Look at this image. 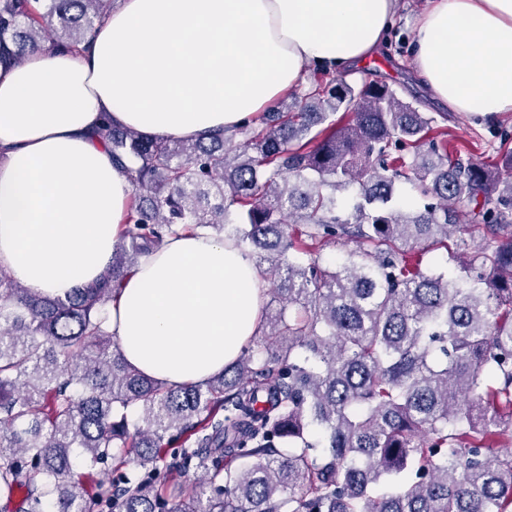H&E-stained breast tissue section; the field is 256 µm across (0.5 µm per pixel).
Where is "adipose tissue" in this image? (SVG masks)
Listing matches in <instances>:
<instances>
[{
    "label": "adipose tissue",
    "mask_w": 512,
    "mask_h": 512,
    "mask_svg": "<svg viewBox=\"0 0 512 512\" xmlns=\"http://www.w3.org/2000/svg\"><path fill=\"white\" fill-rule=\"evenodd\" d=\"M412 66L466 115L512 113V0H431ZM399 0H122L83 57L0 65V267L64 296L108 267L132 184L92 132H232L304 79L375 55ZM261 273L200 233L142 258L109 326L126 362L172 387L223 372L257 329Z\"/></svg>",
    "instance_id": "obj_1"
}]
</instances>
